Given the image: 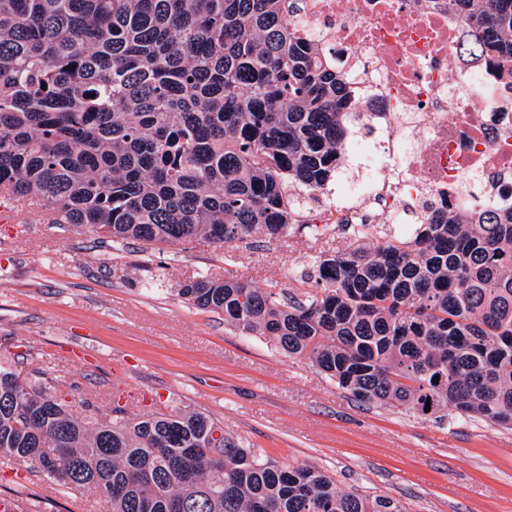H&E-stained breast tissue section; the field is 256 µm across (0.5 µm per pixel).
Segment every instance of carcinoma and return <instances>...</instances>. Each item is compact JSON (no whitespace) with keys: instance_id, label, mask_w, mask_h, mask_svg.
Masks as SVG:
<instances>
[{"instance_id":"carcinoma-1","label":"carcinoma","mask_w":512,"mask_h":512,"mask_svg":"<svg viewBox=\"0 0 512 512\" xmlns=\"http://www.w3.org/2000/svg\"><path fill=\"white\" fill-rule=\"evenodd\" d=\"M287 2L0 0V197L114 242L287 234L288 186L333 176L350 100ZM452 2L473 19L462 53L512 60V0ZM300 281L297 304L277 283L208 276L177 295L359 402L512 426V209L435 207ZM0 464L92 489L112 512H409L258 455L206 413L77 417L46 372L2 366Z\"/></svg>"}]
</instances>
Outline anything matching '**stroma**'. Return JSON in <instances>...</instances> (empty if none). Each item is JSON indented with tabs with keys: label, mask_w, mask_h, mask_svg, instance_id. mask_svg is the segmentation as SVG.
<instances>
[{
	"label": "stroma",
	"mask_w": 512,
	"mask_h": 512,
	"mask_svg": "<svg viewBox=\"0 0 512 512\" xmlns=\"http://www.w3.org/2000/svg\"><path fill=\"white\" fill-rule=\"evenodd\" d=\"M0 223V366L26 355L81 412L133 416L178 408L211 414L226 433L283 465H309L345 492L385 495L410 512H512V428L391 412L354 400L306 361L245 336L222 315L178 296L207 275L289 295L322 254L377 249L335 225L230 246L115 244L87 227L60 228L42 210ZM0 497L15 512H111L90 492L62 491L21 469L0 470Z\"/></svg>",
	"instance_id": "35a3bbf8"
}]
</instances>
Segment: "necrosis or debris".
<instances>
[{
  "mask_svg": "<svg viewBox=\"0 0 512 512\" xmlns=\"http://www.w3.org/2000/svg\"><path fill=\"white\" fill-rule=\"evenodd\" d=\"M295 35L352 91L334 184L315 221L343 231L425 220L431 200L512 208V62L462 56L451 0H290Z\"/></svg>",
  "mask_w": 512,
  "mask_h": 512,
  "instance_id": "4bbe7bcc",
  "label": "necrosis or debris"
}]
</instances>
